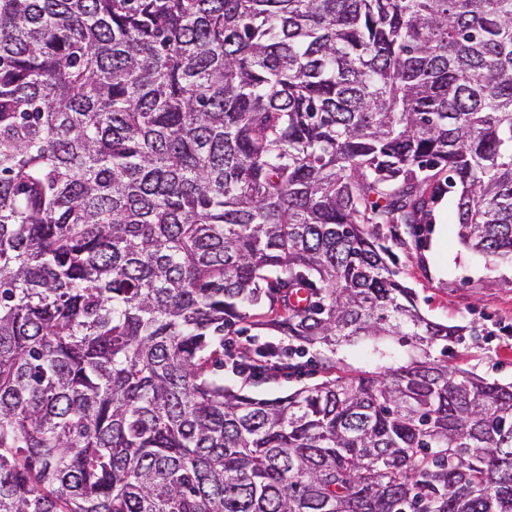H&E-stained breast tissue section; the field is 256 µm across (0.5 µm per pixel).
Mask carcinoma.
<instances>
[{"label": "carcinoma", "mask_w": 512, "mask_h": 512, "mask_svg": "<svg viewBox=\"0 0 512 512\" xmlns=\"http://www.w3.org/2000/svg\"><path fill=\"white\" fill-rule=\"evenodd\" d=\"M449 189L512 258V0H0V512H512V383L389 267ZM267 310L268 308L266 306H258L250 311L251 318L249 319V322L239 326V328L242 327L245 329L244 332L239 336L224 337L226 344L228 342V338L233 340L235 347L242 344L248 345L249 343H252L251 340L254 338L260 343L264 341L279 343L280 336H275L277 334L275 331L269 329L268 326L263 325L269 320V318L265 316ZM386 353V357L379 359L378 354H373V345L370 341L359 342L353 346L344 348L337 353L340 366L345 370H373L380 365L400 366L409 361L410 356L416 354L410 345H399L396 339L387 338L380 347ZM305 372L298 376L285 379L279 378L277 380H266L260 382L246 381L242 377L233 374L228 366H224V385L233 388L245 386V390L249 391L258 398H274L293 391L303 386H312L321 383L325 379V375L321 372L319 367H308Z\"/></svg>", "instance_id": "cac0c4a2"}]
</instances>
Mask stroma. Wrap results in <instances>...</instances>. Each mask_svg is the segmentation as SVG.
Segmentation results:
<instances>
[{
    "label": "stroma",
    "mask_w": 512,
    "mask_h": 512,
    "mask_svg": "<svg viewBox=\"0 0 512 512\" xmlns=\"http://www.w3.org/2000/svg\"><path fill=\"white\" fill-rule=\"evenodd\" d=\"M397 277L413 288L423 315L437 322L468 324L480 328L448 350L449 365L476 372L502 383L512 382V262L483 260L467 250L458 237L452 216L436 214L422 242L407 240L396 250ZM363 341L339 351L348 371L406 364L415 350L385 339L381 354ZM320 368L298 376L260 382L245 381L225 371V385L245 387L255 397L274 398L303 386L321 383Z\"/></svg>",
    "instance_id": "1"
}]
</instances>
